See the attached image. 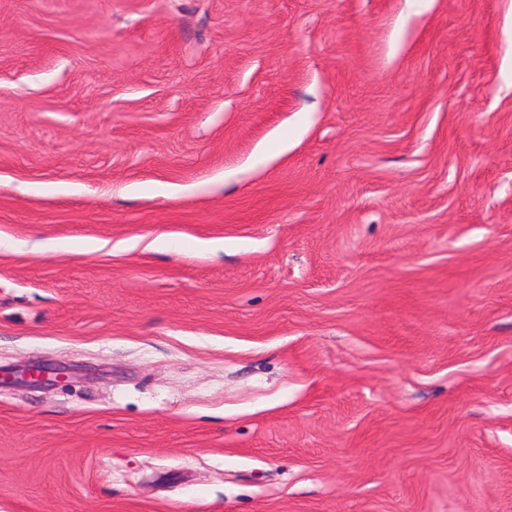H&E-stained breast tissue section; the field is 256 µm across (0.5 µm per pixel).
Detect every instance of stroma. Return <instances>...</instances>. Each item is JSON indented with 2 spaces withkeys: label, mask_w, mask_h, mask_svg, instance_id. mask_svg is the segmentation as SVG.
Listing matches in <instances>:
<instances>
[{
  "label": "stroma",
  "mask_w": 512,
  "mask_h": 512,
  "mask_svg": "<svg viewBox=\"0 0 512 512\" xmlns=\"http://www.w3.org/2000/svg\"><path fill=\"white\" fill-rule=\"evenodd\" d=\"M0 512H512V0H0ZM63 369L49 365H31L14 367L5 371L0 386L21 385L36 388H50L56 386L65 378Z\"/></svg>",
  "instance_id": "35a3bbf8"
}]
</instances>
